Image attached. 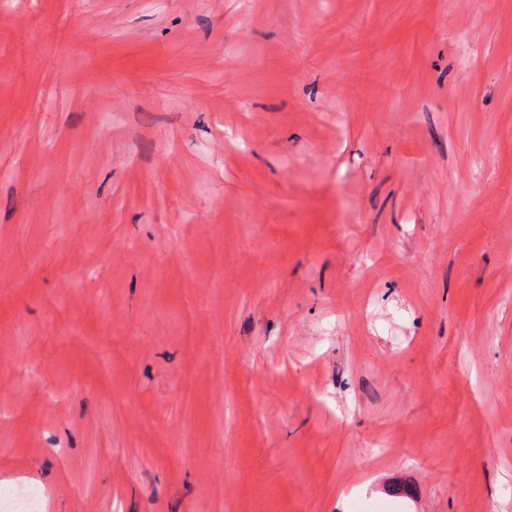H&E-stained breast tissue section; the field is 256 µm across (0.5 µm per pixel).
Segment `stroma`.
I'll return each instance as SVG.
<instances>
[{
    "instance_id": "stroma-1",
    "label": "stroma",
    "mask_w": 512,
    "mask_h": 512,
    "mask_svg": "<svg viewBox=\"0 0 512 512\" xmlns=\"http://www.w3.org/2000/svg\"><path fill=\"white\" fill-rule=\"evenodd\" d=\"M19 482L512 512V0H0Z\"/></svg>"
}]
</instances>
